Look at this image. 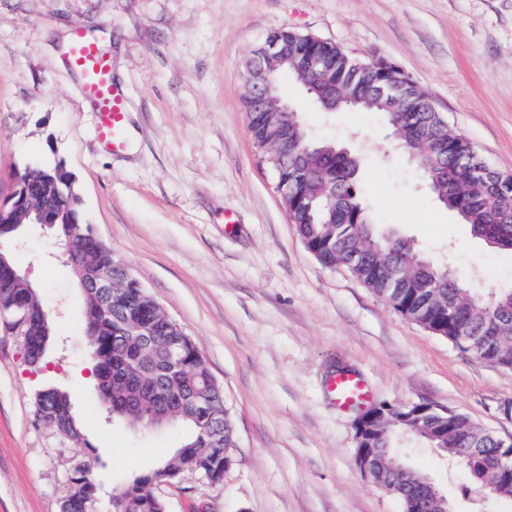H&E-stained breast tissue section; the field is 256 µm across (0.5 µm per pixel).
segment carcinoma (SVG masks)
Here are the masks:
<instances>
[{
	"label": "carcinoma",
	"instance_id": "1",
	"mask_svg": "<svg viewBox=\"0 0 512 512\" xmlns=\"http://www.w3.org/2000/svg\"><path fill=\"white\" fill-rule=\"evenodd\" d=\"M288 35V41L302 44L301 53L278 70V79L298 85L306 77L304 57L308 54L327 63L328 80L339 91L348 86H361L359 103L353 107L336 101V110L367 112L380 115L396 141L407 150L414 164L426 179L427 186L439 203L457 214L470 226L474 237L488 247L512 254V218L505 219L500 210L503 197L489 186L482 169L464 160L467 139L444 126L445 119L434 107L427 90L415 87L416 96L391 98L385 88L399 81L401 74L376 61H355L339 45L327 40L304 42V34L296 30L275 28L269 37ZM249 130L256 143H268L288 138L294 154L288 156V167L273 171L276 184L288 187L289 220L307 249L316 260L328 268L343 266L350 269L366 288L381 300H393V309L433 333L454 341L460 329L480 326L488 313H493L512 330V289L493 292V297L473 291L448 276V271L432 267L436 288H426L416 272L421 255L397 236L380 235L375 230L364 204L356 179L357 164L334 140L312 138L301 124L288 121L283 128L269 113L256 110L245 102ZM71 173L58 163L29 171L24 181L26 204L45 202L50 214L62 207L81 214L72 200L56 197V191H67ZM57 233L75 231L84 234L98 268L107 270L119 261L108 248L91 236L89 226L55 224ZM7 265L0 267V310H26L30 313L26 340L33 353L29 363L36 366L53 336L50 320L42 317L43 306L36 292L13 275L15 265L4 254ZM136 280L118 286L112 297V309H104L96 294L85 295L84 321L86 330L94 332L91 351L96 353L94 376L100 380L109 400L127 403L130 420L141 426L154 424L163 411L158 396L150 388L132 384L126 367L147 365L157 372L159 385L172 399L192 385L202 386L209 376L203 361L193 363L185 375L161 372L163 362L149 358L135 329L145 323L157 328L169 325L161 313L147 300L138 299ZM485 357L493 364L512 369V334L490 348ZM38 420L55 415L63 421L76 445L82 442V431L76 420H64L70 406L68 394L56 386H44L34 394ZM212 421L202 416H174L171 421L186 429L179 457L149 474L141 475L125 490L127 512H166L165 504L153 496L149 485L165 477L173 479L184 471H194L213 479L224 474L220 449L205 447ZM421 438L435 447L448 449L463 466L471 483L480 486L489 475L486 457L492 452L489 439L476 441L463 437L448 427L440 415L429 414L420 419ZM92 466L84 461L74 467L70 477V492L63 501L61 512H93L98 486L91 478ZM381 482L392 488L404 504L405 512H413L415 485L399 477L388 467L380 468Z\"/></svg>",
	"mask_w": 512,
	"mask_h": 512
}]
</instances>
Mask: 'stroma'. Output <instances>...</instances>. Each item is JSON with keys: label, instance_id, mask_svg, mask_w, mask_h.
I'll return each instance as SVG.
<instances>
[{"label": "stroma", "instance_id": "35a3bbf8", "mask_svg": "<svg viewBox=\"0 0 512 512\" xmlns=\"http://www.w3.org/2000/svg\"><path fill=\"white\" fill-rule=\"evenodd\" d=\"M274 28L400 66L450 128L512 173V0H0V202L15 174L63 164L83 221L191 336L224 391L236 446L222 479L186 471L151 491L166 512H404L355 457L358 405L428 403L512 437V369L476 360L386 305L347 270L323 267L291 224L249 132L245 64ZM97 35L125 95L124 146L98 132L95 103L59 59L74 30ZM301 123L358 154L379 232L410 240L475 291L512 288V256L488 248L423 184L377 115L317 111L282 82ZM6 251L54 328L40 367L0 316V512H60L79 458L99 487L94 512L159 468L185 431L112 418L90 372L84 299L54 228L22 226ZM68 392L87 450L39 421L42 384ZM397 448L474 512L468 475L426 442ZM332 388L342 406H347L366 397L363 383L350 375L337 376L332 383Z\"/></svg>", "mask_w": 512, "mask_h": 512}]
</instances>
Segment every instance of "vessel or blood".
<instances>
[{"instance_id": "obj_1", "label": "vessel or blood", "mask_w": 512, "mask_h": 512, "mask_svg": "<svg viewBox=\"0 0 512 512\" xmlns=\"http://www.w3.org/2000/svg\"><path fill=\"white\" fill-rule=\"evenodd\" d=\"M72 62L84 78L83 89L98 107L100 137L113 147H121L124 133V98L109 80V63L96 48L82 36H75L71 48ZM332 388L341 405L363 400L366 396L363 383L350 375L337 376Z\"/></svg>"}]
</instances>
